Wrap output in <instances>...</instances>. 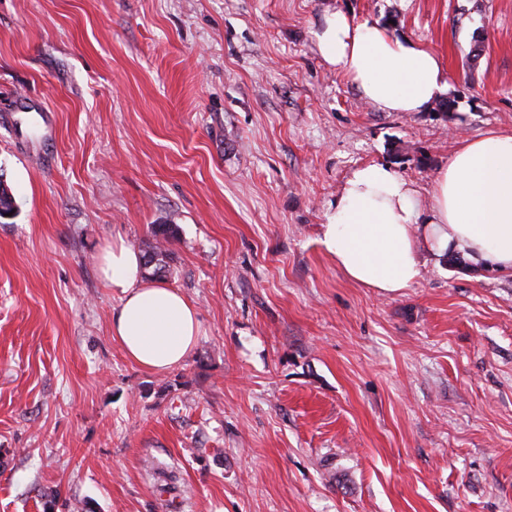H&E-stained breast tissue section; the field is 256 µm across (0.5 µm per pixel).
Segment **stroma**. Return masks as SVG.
I'll return each instance as SVG.
<instances>
[{"mask_svg":"<svg viewBox=\"0 0 512 512\" xmlns=\"http://www.w3.org/2000/svg\"><path fill=\"white\" fill-rule=\"evenodd\" d=\"M333 11L441 55L453 110L366 102ZM492 130L512 0H0V512H512V276L425 250L383 297L319 243L359 165L425 195ZM156 224L202 325L164 373L96 272Z\"/></svg>","mask_w":512,"mask_h":512,"instance_id":"1","label":"stroma"}]
</instances>
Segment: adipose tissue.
<instances>
[{
    "label": "adipose tissue",
    "instance_id": "1",
    "mask_svg": "<svg viewBox=\"0 0 512 512\" xmlns=\"http://www.w3.org/2000/svg\"><path fill=\"white\" fill-rule=\"evenodd\" d=\"M315 46L383 112L423 111L448 88L439 55L375 22L332 12ZM319 243L350 280L383 295L420 279L423 248L512 273V132L462 142L436 173L426 204L390 165L357 167L326 210ZM98 265L105 287L119 297L112 337L125 356L150 372L179 366L201 331L195 305L146 278L141 254L123 238L101 247Z\"/></svg>",
    "mask_w": 512,
    "mask_h": 512
}]
</instances>
